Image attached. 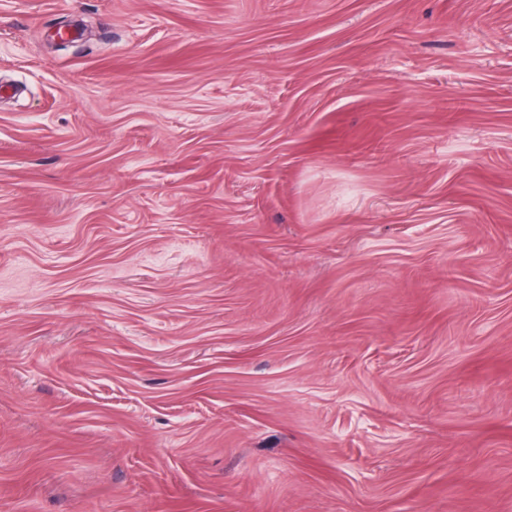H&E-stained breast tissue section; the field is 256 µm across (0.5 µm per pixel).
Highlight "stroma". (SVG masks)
<instances>
[{"instance_id": "1", "label": "stroma", "mask_w": 512, "mask_h": 512, "mask_svg": "<svg viewBox=\"0 0 512 512\" xmlns=\"http://www.w3.org/2000/svg\"><path fill=\"white\" fill-rule=\"evenodd\" d=\"M0 512H512V0H0Z\"/></svg>"}]
</instances>
